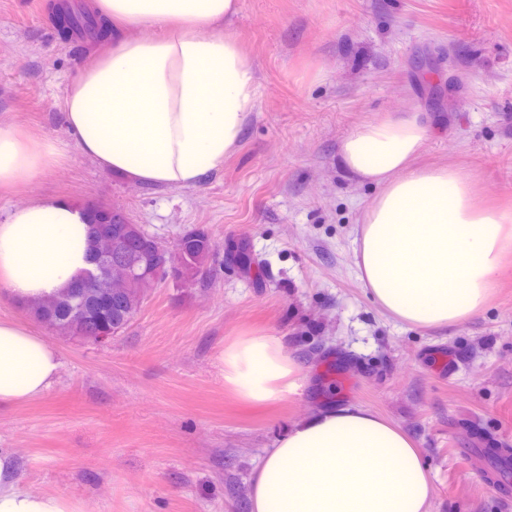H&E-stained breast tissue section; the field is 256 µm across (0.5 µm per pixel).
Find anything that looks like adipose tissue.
Returning a JSON list of instances; mask_svg holds the SVG:
<instances>
[{"mask_svg":"<svg viewBox=\"0 0 512 512\" xmlns=\"http://www.w3.org/2000/svg\"><path fill=\"white\" fill-rule=\"evenodd\" d=\"M102 18L135 27L74 79L63 108L84 155L144 183L199 185L240 140L257 95L255 69L214 26L238 0H95ZM158 28V37H142ZM429 134L418 113L359 123L339 146L357 181L378 187L353 240L357 276L386 316L420 329L476 315L502 258L512 252V210L480 207L462 169L422 167ZM62 148L0 124V185L60 164ZM86 210L40 199L0 222V297L17 304L59 294L91 266ZM225 388L268 404L300 386L302 367L280 337L239 336L221 356ZM60 353L19 322L0 319V407L43 396ZM0 448V512H92L83 500L32 489ZM420 448L395 423L361 407L297 422L251 475V512H430Z\"/></svg>","mask_w":512,"mask_h":512,"instance_id":"1","label":"adipose tissue"}]
</instances>
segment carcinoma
<instances>
[{"instance_id": "carcinoma-1", "label": "carcinoma", "mask_w": 512, "mask_h": 512, "mask_svg": "<svg viewBox=\"0 0 512 512\" xmlns=\"http://www.w3.org/2000/svg\"><path fill=\"white\" fill-rule=\"evenodd\" d=\"M68 29L79 34L95 33L94 20L80 12L69 16ZM91 250L98 243L116 235H121L124 251L131 258L145 259L153 242L139 224L129 222L125 212L114 209L107 213L91 211ZM178 250L184 257L182 283L192 284L198 280L197 274L207 269L211 253L209 237L204 232H192L182 236ZM150 285H139L126 291L113 288L112 266L104 263L95 267L94 278L90 283V295L80 299L68 288L47 300L28 304V311L41 323L54 325L57 333L72 338L80 337L84 320L93 317L108 326H126L141 306L144 292Z\"/></svg>"}]
</instances>
